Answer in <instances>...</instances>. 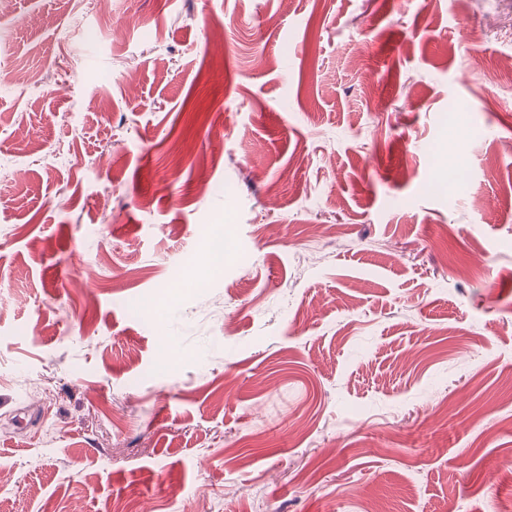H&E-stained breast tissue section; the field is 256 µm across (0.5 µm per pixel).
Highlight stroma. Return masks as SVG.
<instances>
[{"instance_id": "obj_1", "label": "stroma", "mask_w": 512, "mask_h": 512, "mask_svg": "<svg viewBox=\"0 0 512 512\" xmlns=\"http://www.w3.org/2000/svg\"><path fill=\"white\" fill-rule=\"evenodd\" d=\"M510 141L512 0H12L0 512H512Z\"/></svg>"}]
</instances>
